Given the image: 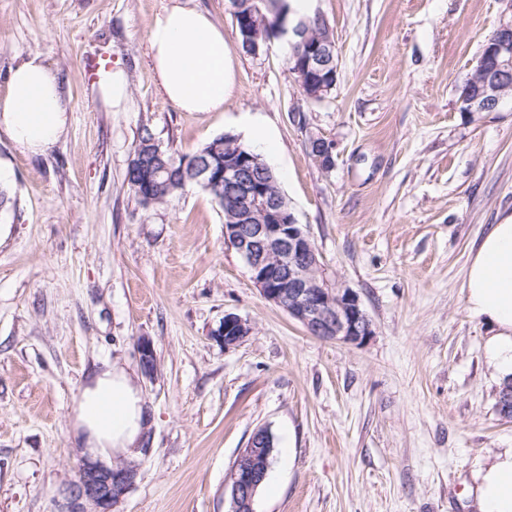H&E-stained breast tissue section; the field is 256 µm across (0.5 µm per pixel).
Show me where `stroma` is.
Instances as JSON below:
<instances>
[{"mask_svg":"<svg viewBox=\"0 0 512 512\" xmlns=\"http://www.w3.org/2000/svg\"><path fill=\"white\" fill-rule=\"evenodd\" d=\"M173 2L224 30L223 111L162 98L148 30ZM313 10L338 58L319 102L302 96L285 40L243 51L228 0H0V106L9 70L33 55L71 106L43 154L0 125V512H59L82 458L73 400L112 362L137 376L149 415L139 476L112 512H228L226 475L260 427L275 452L254 512H469L466 480L512 448L482 356L490 330L463 295L473 247L512 216V97L492 113L457 103L512 0ZM105 59L128 78L115 108L93 88ZM145 126L179 154L227 133L260 154L373 336L323 340L267 301L201 188L143 206L126 174ZM316 138L333 146L330 168L311 155ZM228 313L253 325L229 350L211 336ZM137 348L141 369L147 378L152 379L157 373V362L153 343L148 337L142 336L138 339Z\"/></svg>","mask_w":512,"mask_h":512,"instance_id":"35a3bbf8","label":"stroma"}]
</instances>
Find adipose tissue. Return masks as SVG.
I'll return each instance as SVG.
<instances>
[{
  "label": "adipose tissue",
  "mask_w": 512,
  "mask_h": 512,
  "mask_svg": "<svg viewBox=\"0 0 512 512\" xmlns=\"http://www.w3.org/2000/svg\"><path fill=\"white\" fill-rule=\"evenodd\" d=\"M153 71L165 101L184 112H220L232 86L224 31L208 13L173 4L157 12L148 33ZM69 100L57 73L31 56L9 74L0 121L9 137L33 154L50 149L68 122ZM468 315L490 334L483 358L500 382L512 380V218L489 225L469 258L463 284ZM136 377L108 364L80 387L72 406V438L104 464L134 456L147 429ZM477 512H512V448L491 457L466 484Z\"/></svg>",
  "instance_id": "obj_1"
}]
</instances>
